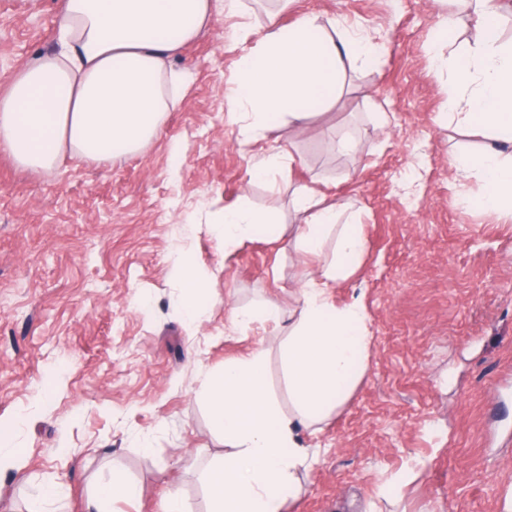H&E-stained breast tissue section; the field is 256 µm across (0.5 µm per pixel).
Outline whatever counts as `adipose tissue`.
Returning <instances> with one entry per match:
<instances>
[{
	"label": "adipose tissue",
	"mask_w": 512,
	"mask_h": 512,
	"mask_svg": "<svg viewBox=\"0 0 512 512\" xmlns=\"http://www.w3.org/2000/svg\"><path fill=\"white\" fill-rule=\"evenodd\" d=\"M216 0H64L56 46L16 71L0 88V150L33 172L49 171L63 156L109 162L138 153L154 139L182 85L171 57L214 19ZM475 32L460 59L453 119L492 134L496 145L452 166L476 178L468 206L512 216V43L502 39V0H469ZM381 46L374 33L333 15L308 12L290 25L267 16L259 47L236 60L228 96L242 143L287 118L304 130L343 84L346 64L373 66ZM301 216L296 242L317 269L300 286L294 322L282 351L293 410L283 413L267 390L262 352L225 363L211 374L204 399L225 453L210 473L208 512H281L297 492V471L308 459L299 429L341 404L363 370L372 336L361 301L331 298L357 272L365 249L362 227L306 186L295 188ZM337 229L335 255L321 263L324 240ZM280 232L278 217L241 204L225 209V248L258 234Z\"/></svg>",
	"instance_id": "obj_1"
}]
</instances>
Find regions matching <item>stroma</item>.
Wrapping results in <instances>:
<instances>
[{
	"label": "stroma",
	"mask_w": 512,
	"mask_h": 512,
	"mask_svg": "<svg viewBox=\"0 0 512 512\" xmlns=\"http://www.w3.org/2000/svg\"><path fill=\"white\" fill-rule=\"evenodd\" d=\"M240 2L172 57L189 84L145 150L41 173L0 151V421L17 422L9 445L22 463L0 475V512H33L48 482L61 485L58 512H85L115 469L140 495L112 512H158L168 490L206 512V472L224 452L202 399L209 374L263 351L270 395L292 408L281 352L309 272L298 185L364 227L362 265L334 301L364 303L372 341L344 402L303 431L318 461L283 512H507L512 219L467 208L478 186L450 164L486 142L448 122L452 67L474 36L466 15L439 41L435 0H294L282 24L336 15L384 34L386 49L372 68L347 69L340 98L304 132L280 119L243 146L227 88L272 0ZM62 4L0 0V84L54 48ZM344 135L354 153L334 150ZM272 151L294 157L291 174L251 181ZM242 203L277 213L281 236L225 251L212 226ZM186 253L214 291L192 324L174 267ZM266 302L278 325L232 323L233 310Z\"/></svg>",
	"instance_id": "obj_1"
}]
</instances>
